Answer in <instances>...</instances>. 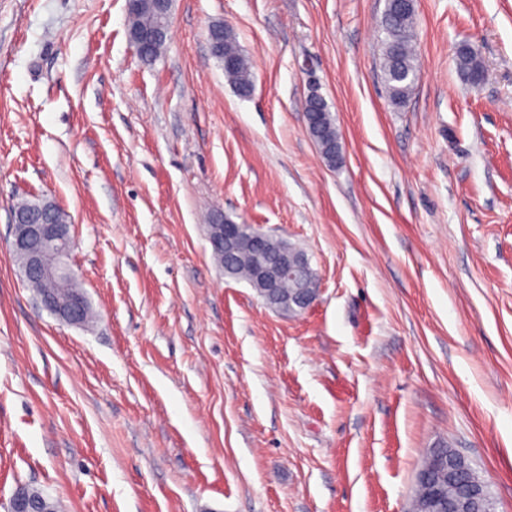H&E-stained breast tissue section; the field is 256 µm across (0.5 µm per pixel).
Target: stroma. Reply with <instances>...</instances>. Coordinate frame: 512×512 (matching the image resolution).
Masks as SVG:
<instances>
[{"instance_id": "35a3bbf8", "label": "stroma", "mask_w": 512, "mask_h": 512, "mask_svg": "<svg viewBox=\"0 0 512 512\" xmlns=\"http://www.w3.org/2000/svg\"><path fill=\"white\" fill-rule=\"evenodd\" d=\"M415 7L396 107L385 0H174L150 64L126 0H0V512L25 484L58 512H407L442 447L512 512V0ZM218 24L250 97L208 52ZM23 198L69 215L92 326L23 281ZM217 210L307 254L311 308L225 277ZM413 9H403L398 0H390L381 19V69L391 102L402 106L417 80V52ZM217 26L209 29V48L212 55L219 52V43L213 36V30ZM220 40L223 44V55L216 58L217 62L224 66V76L230 82L237 92L242 96H247L253 89V73L251 64L247 57L239 48L233 31L229 27H217ZM455 59L461 75L471 87L477 88L484 83L485 73L473 84L477 74L484 71V67L471 43L466 41L459 43L456 46ZM316 126L309 131L314 141L319 147L322 155L329 163L337 157L341 142L336 121L331 111L326 105L323 110H319Z\"/></svg>"}]
</instances>
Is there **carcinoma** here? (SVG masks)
Listing matches in <instances>:
<instances>
[{
	"label": "carcinoma",
	"instance_id": "1",
	"mask_svg": "<svg viewBox=\"0 0 512 512\" xmlns=\"http://www.w3.org/2000/svg\"><path fill=\"white\" fill-rule=\"evenodd\" d=\"M163 22L154 0H141L138 9L128 14V35L150 32ZM381 69L386 92L391 102L401 106L408 100L417 80V52L415 33V13L413 9H403L399 0H390L381 19ZM223 44V55L217 62L224 66V76L237 92L246 96L253 89L251 64L239 48L233 31L224 27L219 32ZM457 67L464 80L473 84L477 74L484 71L483 64L473 48L466 41L459 43L455 50ZM322 155L328 161L337 157L341 142L336 121L329 108L319 111L316 126L310 131ZM252 273V256L243 255L232 267L224 269V276L231 279L250 280ZM29 286L38 293H49L59 301H67L76 291V285L66 279L47 282H31ZM300 288H318L315 279L285 280L279 288L281 304L275 310L295 315L298 310L293 304V297Z\"/></svg>",
	"mask_w": 512,
	"mask_h": 512
}]
</instances>
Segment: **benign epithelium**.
Wrapping results in <instances>:
<instances>
[{"label": "benign epithelium", "instance_id": "7a95c632", "mask_svg": "<svg viewBox=\"0 0 512 512\" xmlns=\"http://www.w3.org/2000/svg\"><path fill=\"white\" fill-rule=\"evenodd\" d=\"M169 29L151 32L148 35L129 39L130 45L139 57L154 42L166 40ZM210 236V243L215 251H233L241 239L238 224H215ZM73 249L70 225L57 221L55 209L43 208L37 213L14 212L12 214L11 239L9 250L14 255L24 258V275L30 281L53 278L76 281L75 272L69 262ZM309 266V260L301 253L288 254L276 265L257 269L251 287L273 296L278 284L283 279L294 278L297 273ZM84 296L77 293L66 303L45 295L41 298V307L62 321L81 325V308ZM436 473L418 472L416 484L427 487L429 494L420 502L422 512H436L444 502L442 494L443 480L457 486L455 498L447 501L448 512H486L489 485L485 482L470 462L450 448H437L432 452ZM8 512H46L44 500L29 494L27 487L20 486L13 493Z\"/></svg>", "mask_w": 512, "mask_h": 512}]
</instances>
